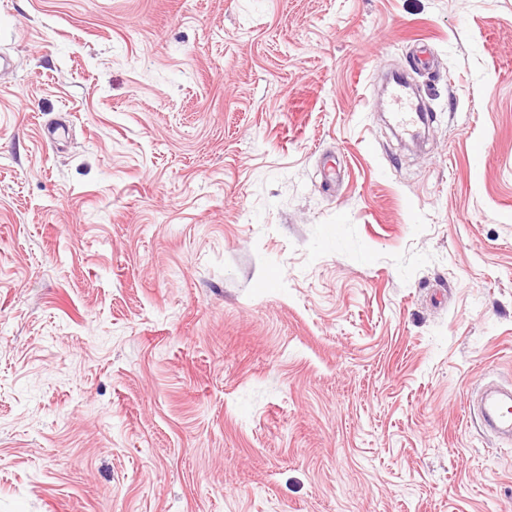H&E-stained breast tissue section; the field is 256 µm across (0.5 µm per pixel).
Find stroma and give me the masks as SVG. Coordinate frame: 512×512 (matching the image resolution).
<instances>
[{
	"label": "stroma",
	"instance_id": "stroma-1",
	"mask_svg": "<svg viewBox=\"0 0 512 512\" xmlns=\"http://www.w3.org/2000/svg\"><path fill=\"white\" fill-rule=\"evenodd\" d=\"M1 55L0 512H512V0H0ZM391 116L394 123L407 135L414 137L425 124L427 113L420 103H413L403 81L397 80L390 89ZM506 397H510L508 392L486 390L481 398V404L488 428L499 437L510 439L512 435V399L511 402L501 403Z\"/></svg>",
	"mask_w": 512,
	"mask_h": 512
}]
</instances>
